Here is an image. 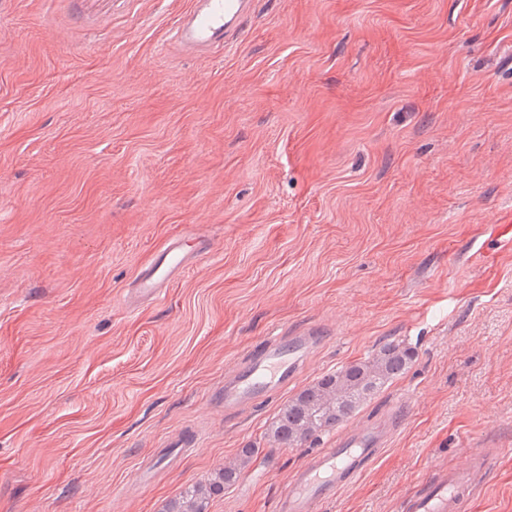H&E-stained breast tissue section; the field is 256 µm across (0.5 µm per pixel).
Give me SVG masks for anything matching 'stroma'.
Here are the masks:
<instances>
[{"label": "stroma", "instance_id": "stroma-1", "mask_svg": "<svg viewBox=\"0 0 512 512\" xmlns=\"http://www.w3.org/2000/svg\"><path fill=\"white\" fill-rule=\"evenodd\" d=\"M194 4L0 0V512H161L247 447L210 512H277L334 435L269 425L389 341L415 360L355 420L403 422L318 512H404L477 448L467 512H512V0H255L206 54ZM176 235L214 251L131 308ZM305 326L299 379L225 415ZM322 342L323 334L316 327L264 340L244 365L225 371L224 386L219 390L225 415L253 407L269 394L288 389Z\"/></svg>", "mask_w": 512, "mask_h": 512}]
</instances>
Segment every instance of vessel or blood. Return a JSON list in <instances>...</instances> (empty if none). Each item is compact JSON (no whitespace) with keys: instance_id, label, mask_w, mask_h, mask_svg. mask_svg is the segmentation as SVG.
<instances>
[{"instance_id":"b4317fda","label":"vessel or blood","mask_w":512,"mask_h":512,"mask_svg":"<svg viewBox=\"0 0 512 512\" xmlns=\"http://www.w3.org/2000/svg\"><path fill=\"white\" fill-rule=\"evenodd\" d=\"M252 0H201L178 26L177 40L187 48L214 50L244 19ZM205 239L170 238L135 279V301L154 300L179 279L202 254L212 252ZM323 341L322 332L305 327L289 336L264 340L248 361L224 373L219 399L225 414L255 406L269 394L283 391L294 383L307 360ZM401 424L399 413H390L376 423L358 424L346 429L329 447L312 454L288 478L277 512H316L317 506L337 488L360 473L377 448L383 447ZM490 455L471 459L469 465L454 466L437 479L427 481L422 493L411 496L406 512H466L471 499L473 475L486 468Z\"/></svg>"}]
</instances>
